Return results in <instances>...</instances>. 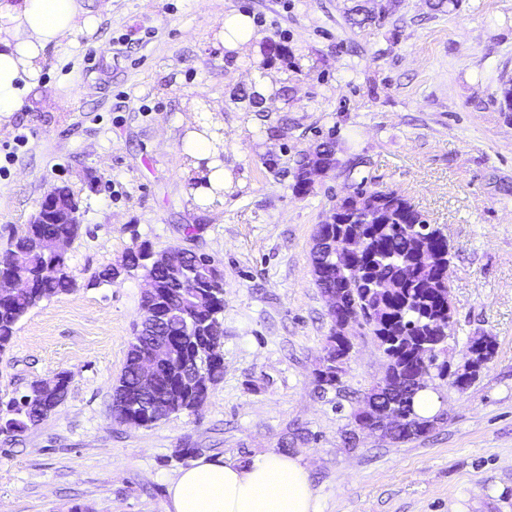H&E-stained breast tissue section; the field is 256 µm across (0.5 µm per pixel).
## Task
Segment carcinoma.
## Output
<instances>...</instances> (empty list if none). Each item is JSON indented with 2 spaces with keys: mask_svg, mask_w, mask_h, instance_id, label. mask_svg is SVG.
Returning a JSON list of instances; mask_svg holds the SVG:
<instances>
[{
  "mask_svg": "<svg viewBox=\"0 0 512 512\" xmlns=\"http://www.w3.org/2000/svg\"><path fill=\"white\" fill-rule=\"evenodd\" d=\"M371 0H354L347 21L363 28L378 24L384 11L369 6ZM311 160L296 161L293 190L307 194L306 181ZM341 223L322 224L320 232L332 240L340 239L353 253L356 240L369 238V248L357 257L348 258V270L336 269L342 258L336 250L311 253L313 273L318 288L340 294L345 314L359 319L377 340L387 360V368L403 378L404 387L388 395L371 388L365 398L377 410L394 412L410 426L394 439L405 443L426 435L424 418L415 410L420 390L414 383L418 370L431 359L420 353L422 341L436 334L440 322L453 319L448 283L442 269L434 262L450 255L448 237L437 229L418 223L420 211L410 199L394 190H377L358 184L354 193L338 202ZM50 222L29 224L25 233L0 250V277H19L26 282L21 292L0 298V352L10 344L17 324L42 300L69 294L78 283L67 263L47 248L53 240L73 241L81 225L67 220L79 210V201L67 186L59 188ZM151 254L141 244L128 249L123 268L141 269L158 280L169 283L171 276L162 266L148 267L145 257ZM185 278L192 284L184 288H164L157 297L142 301L151 313L149 320L136 329L129 344L124 370L113 387L112 414L140 419L144 426L155 424L148 406L155 401L167 403L171 413L193 411L201 405L210 384L224 374L219 352L224 335L220 315L224 310V276L207 255L188 252ZM154 360L153 385L148 391L139 387V371L144 360ZM440 377L449 375L448 361L432 365ZM452 384L464 390L477 374H450ZM70 375H58L54 396L43 392L42 382H32L26 391L11 398L0 408V433L22 432L47 419L55 402L65 399Z\"/></svg>",
  "mask_w": 512,
  "mask_h": 512,
  "instance_id": "carcinoma-1",
  "label": "carcinoma"
}]
</instances>
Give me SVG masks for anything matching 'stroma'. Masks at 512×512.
<instances>
[{"mask_svg": "<svg viewBox=\"0 0 512 512\" xmlns=\"http://www.w3.org/2000/svg\"><path fill=\"white\" fill-rule=\"evenodd\" d=\"M382 24L351 27L352 0H98L93 35L48 50L41 81L0 117V248L44 197L69 186L81 233L76 291L43 300L0 353V401L72 376L40 424L0 433V512H165L179 472L202 457H300L318 512H512V0H376ZM251 16L288 62L234 60L211 41L226 12ZM288 86L251 108L264 81ZM224 142L233 186L197 203L183 177L189 105ZM333 139L338 164L293 193L295 161ZM368 188L407 196L448 237L454 324L448 368L470 337L493 358L467 389L429 381L441 404L424 437L355 430L385 369L367 334L339 388L315 373L331 331L312 272L313 234L336 200ZM185 249L224 275V374L200 408L149 427L117 422L113 387L140 322V272L90 285L126 250Z\"/></svg>", "mask_w": 512, "mask_h": 512, "instance_id": "stroma-1", "label": "stroma"}]
</instances>
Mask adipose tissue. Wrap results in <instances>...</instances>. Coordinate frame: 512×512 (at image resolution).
I'll return each instance as SVG.
<instances>
[{
	"mask_svg": "<svg viewBox=\"0 0 512 512\" xmlns=\"http://www.w3.org/2000/svg\"><path fill=\"white\" fill-rule=\"evenodd\" d=\"M97 24L77 0H0V115L14 112L38 85L48 48ZM225 53L259 51L260 35L249 15L231 11L215 34ZM189 166L198 180L197 202L231 186L217 134L186 133ZM166 512H318L316 496L299 457L267 452L249 462L199 459L169 488Z\"/></svg>",
	"mask_w": 512,
	"mask_h": 512,
	"instance_id": "obj_1",
	"label": "adipose tissue"
}]
</instances>
